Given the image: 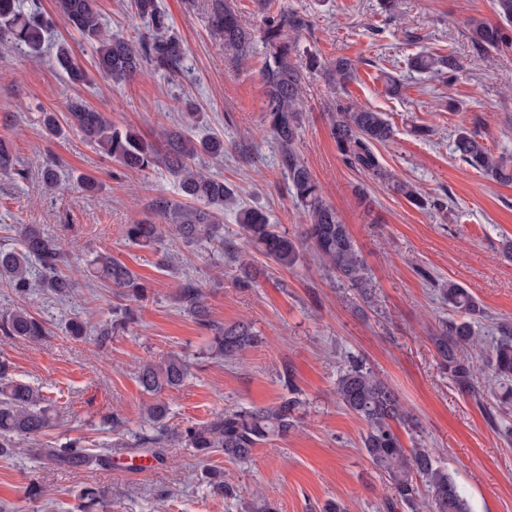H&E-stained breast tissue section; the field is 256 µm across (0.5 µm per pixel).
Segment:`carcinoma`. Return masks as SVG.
Masks as SVG:
<instances>
[{"instance_id": "carcinoma-1", "label": "carcinoma", "mask_w": 512, "mask_h": 512, "mask_svg": "<svg viewBox=\"0 0 512 512\" xmlns=\"http://www.w3.org/2000/svg\"><path fill=\"white\" fill-rule=\"evenodd\" d=\"M495 20L473 17L468 20L467 35L479 50L512 52V0H492ZM262 14L260 39L266 49L261 71L264 86L265 119L278 149L277 164L288 179L293 197L302 207L306 224L301 234L290 236L269 223L260 210L245 209L239 224L248 241L259 245L278 266L290 268L298 263L301 248L309 247L338 277L369 298L370 280L366 266L348 228L336 209L326 202L320 183L300 157L297 142L303 123V68L324 67L336 84L345 87L357 79L355 60L338 56L323 64L308 51L299 54L298 38L309 28L305 15L284 6L271 9V0H255ZM132 13L143 22L145 33L136 39L115 36L102 22L98 0H56V13L49 14L41 0H0V41L23 50L38 59L47 49V35L56 22L76 31L94 50L93 70L115 84L125 83L152 63L168 72L183 70L185 49L171 33L166 11L160 0H130ZM213 29L224 39V49L240 63L251 55L255 39L235 8L233 0H210ZM52 55L59 70L71 84H88L89 71L73 57L69 45L57 42ZM411 68L432 72L450 83L463 68L453 52L445 55L421 53L410 60ZM68 127L84 137L108 159L128 171H145L164 166L178 180L180 194L190 203L157 196L148 204L152 216L177 227L183 245L208 244L222 252L233 253L238 269L237 281L247 287L253 276L246 252L231 241H224L221 215L232 191L224 180L210 174L199 163L202 155L224 156V139L215 136L197 138L187 129L163 133V149L129 129L122 130L105 115L88 107L77 97L70 101ZM42 126L49 136L61 137L66 128L55 114L43 113ZM329 130L342 161L350 168L384 181L391 189L413 205H422L417 188L408 181L395 179L383 166L377 147L394 141L395 130L385 113L366 108L351 99L336 101L329 113ZM456 155L477 172L498 182L512 183V163L496 157L485 146L483 138L465 127L454 138ZM0 175L18 179L26 172L13 155L10 142L0 138ZM42 184L48 190L61 185L59 163L51 160L41 171ZM125 239L154 249L162 243V225L151 219L122 227ZM19 247L0 248V284L19 299L26 300L34 289L58 300L71 296L76 287L73 275L63 271L61 243L27 224L18 231ZM90 276L110 288L120 300L141 301L148 288L123 262L108 253L97 254L88 267ZM441 299L452 314L438 320L431 332V342L440 365L448 371L457 388L477 402L484 391L477 385L475 366L467 349L478 342L471 321L481 308L469 292L450 282L440 289ZM176 301L196 323L212 334L211 353L226 362L238 363L247 350L258 346L260 336L251 323L238 321L220 324L212 319L204 296L193 281L179 285ZM137 322V314L128 305L112 309V319L92 325L80 319L71 321L67 334L76 338L96 335L102 341L108 336L126 333ZM0 332L27 341H39L47 335L44 322L29 310L19 307L0 315ZM491 377L501 384L497 396L499 406L512 405V325L499 326V337L493 345L489 362ZM190 364L179 353L170 354L160 363L142 364L137 379L143 391L156 397L147 409L149 428L136 434L140 448H161L174 441L192 448L204 457L223 452L232 460L249 459L259 445L272 437H286L297 425L300 402L294 397L296 385L290 370L283 373L288 396L272 406L251 409H229L211 421L170 433L165 425L168 406L158 396L178 389L189 374ZM9 364L0 362V456L10 457L24 439L35 438L52 427V415L44 406L41 391L18 382L8 374ZM336 397L350 412L367 425L363 445L375 468L384 474L390 495L383 503L384 512H470L455 477L441 466L430 448H406L394 424L410 425L415 419L405 409L395 389L373 370L353 364L336 381ZM36 456L47 465L61 469H82L91 465L106 467L110 457L104 451L94 452L81 438H68L60 445L36 450ZM424 481L429 496L423 497L418 481Z\"/></svg>"}]
</instances>
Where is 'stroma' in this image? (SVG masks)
<instances>
[{"instance_id":"1","label":"stroma","mask_w":512,"mask_h":512,"mask_svg":"<svg viewBox=\"0 0 512 512\" xmlns=\"http://www.w3.org/2000/svg\"><path fill=\"white\" fill-rule=\"evenodd\" d=\"M281 2L311 22L301 47L326 62L351 57L358 68L357 80L342 89L322 73L307 74L298 151L367 265L374 288L368 303L311 250L286 269L243 238L241 207L263 211L292 235L300 230L302 210L276 164L264 119L265 50L256 46L245 64L235 63L211 26L210 0H161L187 52L178 75L149 66L124 84L98 76L91 85L74 86L50 56L31 60L0 48V137L11 140L29 171L24 181L0 175V248L16 246L18 227L30 224L58 238L69 262L80 266L66 303L45 295L26 303L48 324L50 336L33 343L0 335V358L9 361L12 377L38 387L54 415L52 427L29 440L26 450L0 458V506L9 512H80L77 495L87 486L106 491L105 512H248L255 493L268 490L279 512H319L330 500L348 512H384L389 489L363 450L366 424L336 398V380L354 360L397 391L417 421L413 428L398 426L403 446L437 449L471 512H512V407L488 422L484 408L440 367L428 338L435 321L448 314L439 286L460 284L482 309L474 322L481 341L470 354L485 384L498 327L512 323V253L505 248L512 240V184L483 176L453 152L454 132L462 125L478 128L494 155L512 160V52H477L466 35L469 18L492 17L491 0H399L393 14L383 0ZM424 50L454 51L463 69L453 83L409 67V58ZM388 73L401 79V97L386 93ZM342 94L386 114L396 135L380 148L382 161L397 179L413 183L430 208H417L343 163L327 119ZM75 97L157 143L188 112L201 117L197 135L223 137V157L202 164L234 191L224 207V237L250 253L257 272L252 287H238L234 268L212 247H185L174 226H166L163 242L177 260L172 271L160 268L154 250L123 238L122 225L149 218L151 199H179L178 183L161 167H119L75 130L46 137L41 113L66 117ZM417 125L432 126V135L415 137ZM50 160L60 161L64 177L55 192L40 180ZM79 173L94 176L100 190L82 195L72 180ZM359 188L372 198L371 210L359 204ZM102 251L151 285L154 296L127 334L103 342L76 339L65 332L69 320L109 321L118 303L111 289L82 272ZM187 277L202 289L214 320L244 319L260 335L261 344L242 362L210 355L208 332L177 305V286ZM172 352L186 356L191 375L164 396L170 431L229 408L277 403L287 394V368L302 401L298 428L241 462L171 446L140 451L147 468L137 474L113 465L69 471L36 459L34 448L68 437L83 438L94 450L125 452L146 428L145 408L153 401L136 374L142 363ZM114 413L122 420L117 429L107 422ZM215 468L233 484L234 495L213 493L205 473ZM32 483L43 497L27 496Z\"/></svg>"}]
</instances>
